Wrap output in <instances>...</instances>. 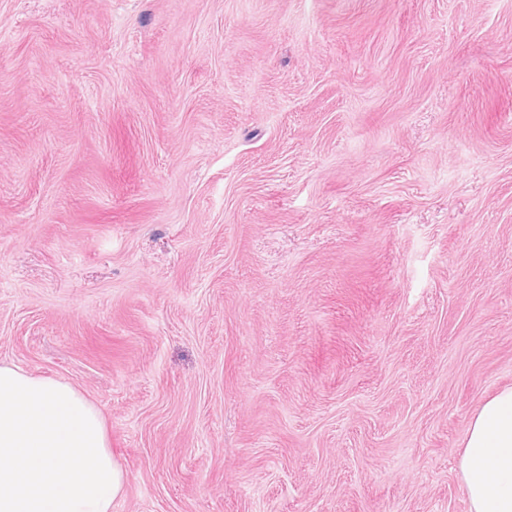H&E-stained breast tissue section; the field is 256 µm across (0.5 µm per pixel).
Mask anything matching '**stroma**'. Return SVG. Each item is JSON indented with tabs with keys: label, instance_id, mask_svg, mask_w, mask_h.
<instances>
[{
	"label": "stroma",
	"instance_id": "obj_1",
	"mask_svg": "<svg viewBox=\"0 0 512 512\" xmlns=\"http://www.w3.org/2000/svg\"><path fill=\"white\" fill-rule=\"evenodd\" d=\"M0 363L112 512H469L512 386V0H0ZM459 481L470 512H512V386L489 395L470 419Z\"/></svg>",
	"mask_w": 512,
	"mask_h": 512
}]
</instances>
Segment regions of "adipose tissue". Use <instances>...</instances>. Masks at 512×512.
Instances as JSON below:
<instances>
[{"instance_id": "ef3b65f1", "label": "adipose tissue", "mask_w": 512, "mask_h": 512, "mask_svg": "<svg viewBox=\"0 0 512 512\" xmlns=\"http://www.w3.org/2000/svg\"><path fill=\"white\" fill-rule=\"evenodd\" d=\"M459 481L469 512H512V386L489 395L470 419Z\"/></svg>"}]
</instances>
